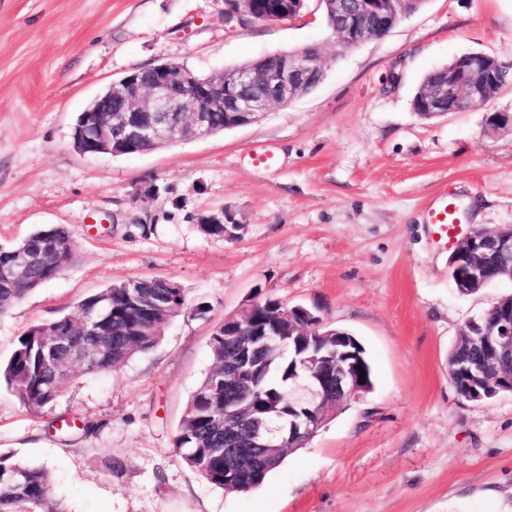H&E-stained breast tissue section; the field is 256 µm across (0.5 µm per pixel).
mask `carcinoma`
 <instances>
[{"label":"carcinoma","mask_w":512,"mask_h":512,"mask_svg":"<svg viewBox=\"0 0 512 512\" xmlns=\"http://www.w3.org/2000/svg\"><path fill=\"white\" fill-rule=\"evenodd\" d=\"M241 229L239 224H202L200 230L214 237L234 236ZM20 247L30 249L49 248L53 251L54 268L65 270L77 259V251L68 230L53 225L38 230L12 247L10 253ZM44 276L35 275L25 288H0V313L27 291L42 285ZM142 291L154 295L156 305L153 314L146 316L132 307L127 289L120 283L83 298L79 315H65L55 320L28 328L18 337L9 359L0 364V382L13 391L20 403L29 409L40 410L52 406L65 392L71 379V360L66 346L74 337L52 336L50 332L60 325L73 326L81 319L100 321L102 335L93 340L104 345L103 351L92 361L83 364L88 372H105L124 363L132 356L151 349L159 340L163 325L183 310L186 298L181 288H167L160 280H148ZM279 301L267 298L244 312L242 335H250L253 329H266L265 338L280 337L288 330V323L280 324V330L268 329L270 312L281 309ZM239 337H224V326L217 327L210 337L209 348L212 367L191 395L181 419L174 446L182 460L198 472L210 484L227 492H247L258 487L266 476L277 469L293 451L305 442L295 439L285 444L274 456L266 458L254 468L238 476L231 483L224 482L226 461L219 452L223 447V435L213 429L215 419L234 409L240 394L214 387L216 373L223 367L224 358L237 352ZM466 346L455 341L448 353V376L455 389H460L463 368L460 359ZM262 378L260 389L253 397V408L261 410L276 402L288 407V399L306 400L302 389L306 371L288 358V352L268 349L260 358ZM49 475L39 467L0 458V512H65L62 504L49 495Z\"/></svg>","instance_id":"1"}]
</instances>
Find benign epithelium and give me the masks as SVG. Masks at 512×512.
Instances as JSON below:
<instances>
[{
	"mask_svg": "<svg viewBox=\"0 0 512 512\" xmlns=\"http://www.w3.org/2000/svg\"><path fill=\"white\" fill-rule=\"evenodd\" d=\"M239 24L283 21L296 16L303 0L285 10L277 2L261 5L258 0H229ZM413 0H326L327 11L338 17L332 27L340 47L351 48L373 37H383L401 16L410 13ZM512 75V63L484 53H468L459 64L448 68L445 77L425 89L418 98L421 115L434 117L484 106L498 93ZM323 69L319 50L305 49L284 53L273 66L258 64L200 76L184 64L163 62L138 67L96 97L94 107L86 110L79 135L86 151L93 154L110 150L122 155L130 150L139 154L189 139L214 134V113L228 117L226 128L232 129L259 120L273 104L286 105L297 98L305 86L319 82ZM50 263L41 252L17 250L11 253L10 281L24 285L33 270L49 272L48 279L58 276L49 270ZM448 267L451 276L465 285L487 286L491 281L512 282V226L495 232L475 229L456 243ZM492 323L474 330L470 349L500 366L503 378L512 385V297L495 304ZM299 314L310 322L305 332L325 336L328 343L300 358L310 370L303 388L320 402L308 406H288V412L273 407L249 421L250 446H242L238 424L224 417V457L232 461L229 471L258 462L275 447L274 431L280 440L294 436L312 437L317 430L350 401H358L370 392L361 369L347 361L339 349L351 334L329 329L323 321L304 308ZM224 383L249 390L253 373L240 360H224ZM280 420L277 429L269 427L272 419Z\"/></svg>",
	"mask_w": 512,
	"mask_h": 512,
	"instance_id": "obj_1",
	"label": "benign epithelium"
}]
</instances>
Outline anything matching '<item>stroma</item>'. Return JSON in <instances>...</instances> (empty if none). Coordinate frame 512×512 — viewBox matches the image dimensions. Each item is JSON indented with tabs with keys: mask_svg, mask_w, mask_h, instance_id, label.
I'll return each mask as SVG.
<instances>
[{
	"mask_svg": "<svg viewBox=\"0 0 512 512\" xmlns=\"http://www.w3.org/2000/svg\"><path fill=\"white\" fill-rule=\"evenodd\" d=\"M228 10L0 0V247L60 224L79 254L0 314V360L25 330L113 283L167 278L188 305L150 350L76 372L52 407L27 409L1 384L0 456L47 469L68 512H512V393L469 402L448 377L460 329L512 283L459 294L453 245L425 221L444 195L457 237L512 226V130L485 122L512 110V82L483 109L424 119L412 108L426 75L457 56L512 61V0H427L350 49L321 0L248 26ZM309 46L321 83L257 122L131 156L72 147L78 115L133 68L172 61L208 75ZM261 148L272 165H256ZM223 208L237 237L204 235L198 215ZM268 298L355 335L374 386L259 488L227 493L183 462L174 437L215 327ZM60 418L93 431L59 435Z\"/></svg>",
	"mask_w": 512,
	"mask_h": 512,
	"instance_id": "35a3bbf8",
	"label": "stroma"
}]
</instances>
